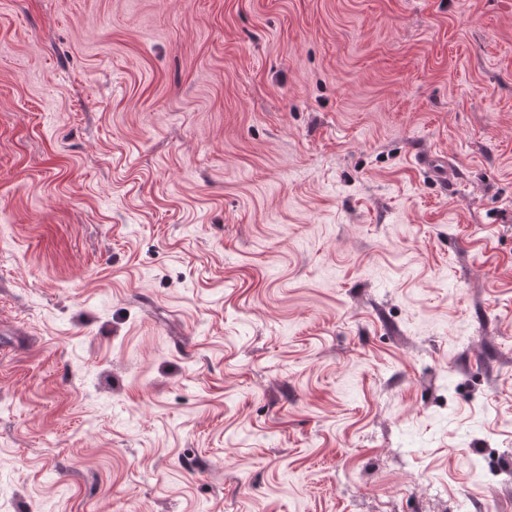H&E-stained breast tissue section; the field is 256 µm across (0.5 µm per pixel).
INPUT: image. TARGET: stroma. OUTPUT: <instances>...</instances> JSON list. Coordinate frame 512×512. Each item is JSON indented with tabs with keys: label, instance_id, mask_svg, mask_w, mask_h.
I'll use <instances>...</instances> for the list:
<instances>
[{
	"label": "stroma",
	"instance_id": "1",
	"mask_svg": "<svg viewBox=\"0 0 512 512\" xmlns=\"http://www.w3.org/2000/svg\"><path fill=\"white\" fill-rule=\"evenodd\" d=\"M0 512H512V0H0Z\"/></svg>",
	"mask_w": 512,
	"mask_h": 512
}]
</instances>
